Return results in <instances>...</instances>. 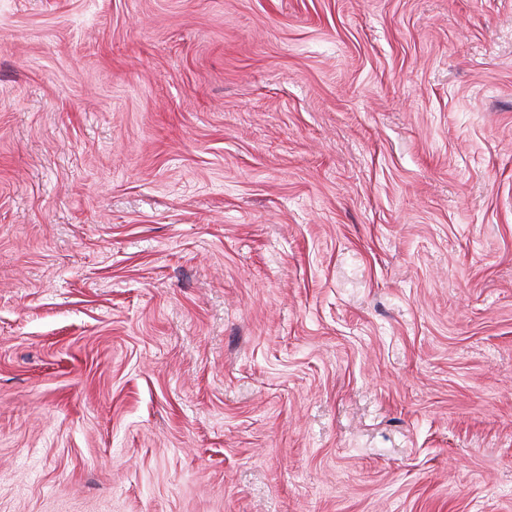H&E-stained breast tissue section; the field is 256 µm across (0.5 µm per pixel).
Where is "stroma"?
Here are the masks:
<instances>
[{
  "label": "stroma",
  "mask_w": 512,
  "mask_h": 512,
  "mask_svg": "<svg viewBox=\"0 0 512 512\" xmlns=\"http://www.w3.org/2000/svg\"><path fill=\"white\" fill-rule=\"evenodd\" d=\"M0 512H512V0H0Z\"/></svg>",
  "instance_id": "35a3bbf8"
}]
</instances>
